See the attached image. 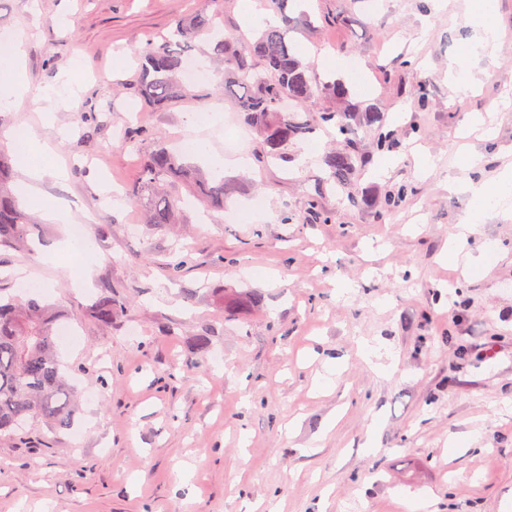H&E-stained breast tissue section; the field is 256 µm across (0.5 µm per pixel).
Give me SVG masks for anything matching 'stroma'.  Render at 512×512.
Here are the masks:
<instances>
[{
	"mask_svg": "<svg viewBox=\"0 0 512 512\" xmlns=\"http://www.w3.org/2000/svg\"><path fill=\"white\" fill-rule=\"evenodd\" d=\"M200 5L0 0V32L27 33L31 90L65 71L80 85L49 127L33 104L0 109V144L25 126L51 142L67 180L41 188L88 214L93 248L78 282L60 248L69 225L42 223L33 252L0 249V288L16 293L21 268L31 296L81 314L56 346L80 393L72 425L34 419L0 441V512H512V212L473 228L470 265L445 258L471 205L450 182L512 170V0H497L474 92L455 68L478 34L467 0H288V16L310 17L288 33L302 62L385 112L393 136L358 174L363 204L320 197L324 224L305 201L333 128L261 167L216 80L163 111L129 90L140 47ZM190 137L208 145L202 166L224 160L223 209L143 223L127 196L143 159ZM463 145L473 170L455 165ZM107 288L124 305L110 326L85 313ZM234 295L257 301L231 313Z\"/></svg>",
	"mask_w": 512,
	"mask_h": 512,
	"instance_id": "1",
	"label": "stroma"
}]
</instances>
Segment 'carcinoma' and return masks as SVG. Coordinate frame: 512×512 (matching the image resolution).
Masks as SVG:
<instances>
[{
  "label": "carcinoma",
  "instance_id": "carcinoma-1",
  "mask_svg": "<svg viewBox=\"0 0 512 512\" xmlns=\"http://www.w3.org/2000/svg\"><path fill=\"white\" fill-rule=\"evenodd\" d=\"M281 23L267 24L258 36L242 40L224 35L223 0H204V8L178 22L175 38L151 42L139 53L140 70L135 89L150 106L164 109L190 91L181 80L188 48L207 37L222 65L220 87L234 101L243 120L257 133V158L276 160L291 143L304 141L317 126L336 128L340 148L325 157L327 178L315 187L337 188L354 204L358 170L370 161L361 148L355 127L377 129L375 149H388L391 133L383 112H356L348 103L349 89L342 79L322 80L314 75L288 43L295 19L285 15L288 0H267ZM13 163L0 150V248L28 246L39 230L11 189ZM179 181L209 209H224V178L209 177L185 157L162 144L147 155L133 201L145 208L147 223L176 224L182 199L164 194ZM123 312V304L106 291L87 309L90 317L110 326ZM77 318L35 298L0 296V435H12L30 419L40 418L56 428L70 426L75 407L73 394L60 372L55 340L61 324Z\"/></svg>",
  "mask_w": 512,
  "mask_h": 512
}]
</instances>
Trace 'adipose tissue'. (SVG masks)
<instances>
[{
	"mask_svg": "<svg viewBox=\"0 0 512 512\" xmlns=\"http://www.w3.org/2000/svg\"><path fill=\"white\" fill-rule=\"evenodd\" d=\"M469 13L475 25L481 30V37L477 42L466 45L459 59V65L463 68L473 67L475 61L487 55L489 48L494 47L499 38L496 0H469ZM24 38V33L14 31L0 35V75L7 79L6 84L0 85V106L14 107L29 97L44 112H54L57 108L67 105L72 89L68 82L64 81L57 89L31 95L23 74ZM14 146L27 178L22 191V200L26 207L40 214L43 219L56 224L76 223L75 215L53 205L36 188L37 182L44 178L62 180L66 177L65 170L53 163V150L49 144L28 128L24 131L23 139L15 141ZM467 190L474 200L467 217L468 223H483L491 204H500L505 210L512 208V172L504 174L494 183L468 184Z\"/></svg>",
	"mask_w": 512,
	"mask_h": 512,
	"instance_id": "1",
	"label": "adipose tissue"
}]
</instances>
